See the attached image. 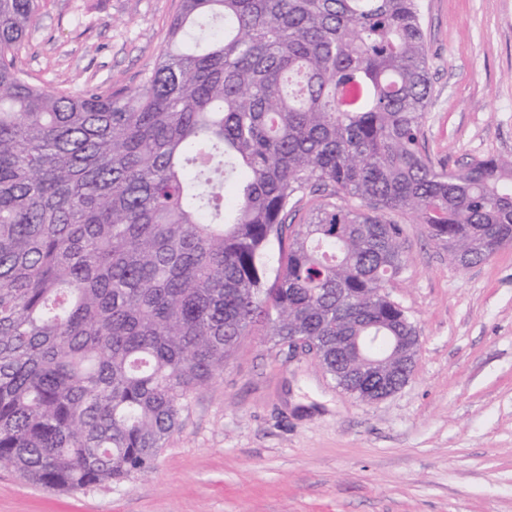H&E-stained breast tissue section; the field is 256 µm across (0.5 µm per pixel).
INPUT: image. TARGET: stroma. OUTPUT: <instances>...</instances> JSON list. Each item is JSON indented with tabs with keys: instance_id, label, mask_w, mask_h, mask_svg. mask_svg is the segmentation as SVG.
Returning <instances> with one entry per match:
<instances>
[{
	"instance_id": "stroma-1",
	"label": "stroma",
	"mask_w": 512,
	"mask_h": 512,
	"mask_svg": "<svg viewBox=\"0 0 512 512\" xmlns=\"http://www.w3.org/2000/svg\"><path fill=\"white\" fill-rule=\"evenodd\" d=\"M424 145L448 169L512 154V0H425ZM181 0H43L20 57L52 92L137 87ZM386 291L415 373L364 403L254 333L191 396L152 473L85 492L0 471V512H512V245L463 268L414 217Z\"/></svg>"
}]
</instances>
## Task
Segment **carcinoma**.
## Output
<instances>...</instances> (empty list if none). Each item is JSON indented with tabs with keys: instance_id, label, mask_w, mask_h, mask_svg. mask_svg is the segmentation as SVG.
<instances>
[{
	"instance_id": "1",
	"label": "carcinoma",
	"mask_w": 512,
	"mask_h": 512,
	"mask_svg": "<svg viewBox=\"0 0 512 512\" xmlns=\"http://www.w3.org/2000/svg\"><path fill=\"white\" fill-rule=\"evenodd\" d=\"M0 0V470L59 491L146 475L256 325L368 402L416 327L393 214L468 267L512 243V156L425 153L423 0H182L141 84L51 93ZM321 197L295 224L305 195Z\"/></svg>"
}]
</instances>
